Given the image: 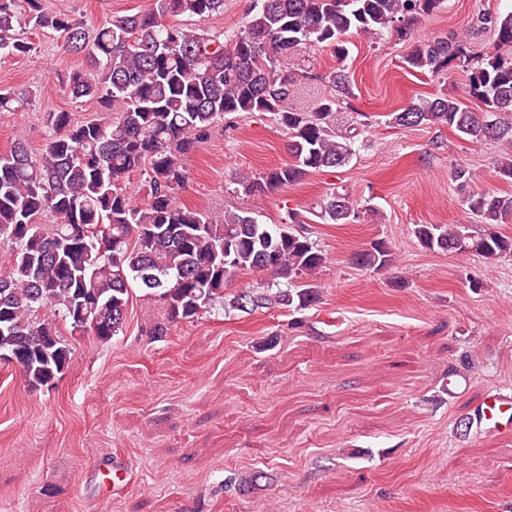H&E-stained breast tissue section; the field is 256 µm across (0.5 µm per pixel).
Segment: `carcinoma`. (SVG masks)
Listing matches in <instances>:
<instances>
[{"mask_svg":"<svg viewBox=\"0 0 512 512\" xmlns=\"http://www.w3.org/2000/svg\"><path fill=\"white\" fill-rule=\"evenodd\" d=\"M446 0H250L236 31H213L207 18L224 11V0H153L144 13L114 18L94 30L67 13L48 10L45 0H0V57L28 55V29L63 37L97 73L77 69L63 78L74 101L97 100L108 115L74 123L68 112H51L45 148L32 153L17 140L0 155V243L10 265L0 275V354L20 362L27 385L38 390L68 370L71 344L38 315L53 312L71 334L108 342L123 329L131 285L165 309L147 336L158 341L172 324L194 321L236 277L265 274L285 287L241 288L228 306L249 313L277 306L300 312L319 300L313 277L327 254L300 227L261 224L245 208L218 219L181 207L185 157L213 124L234 113H271L288 130L290 161L236 180V194L251 197L293 186L308 173L341 168L366 144L364 131L337 129L336 113L353 97L346 37L387 31L405 37L419 16ZM478 22L493 30L495 51L475 57L452 34L420 40L406 57L410 70L467 73L466 93L480 103L474 112L453 96L421 98L392 122L400 127L446 126L462 139L499 145L495 176L512 183V11L484 12ZM329 48L341 66L323 80L331 92L310 107L293 103L296 74L288 62L314 48ZM25 96L0 90V112L22 106ZM143 176L141 197L126 181ZM477 224H416L413 235L429 251L512 257V237L495 226L512 220V196L494 191L467 195ZM325 224H349L360 213L336 189L313 208ZM49 217L50 224L41 223ZM102 228L114 249L98 252ZM354 265L382 271L394 261L388 242L376 239L352 255Z\"/></svg>","mask_w":512,"mask_h":512,"instance_id":"carcinoma-1","label":"carcinoma"}]
</instances>
